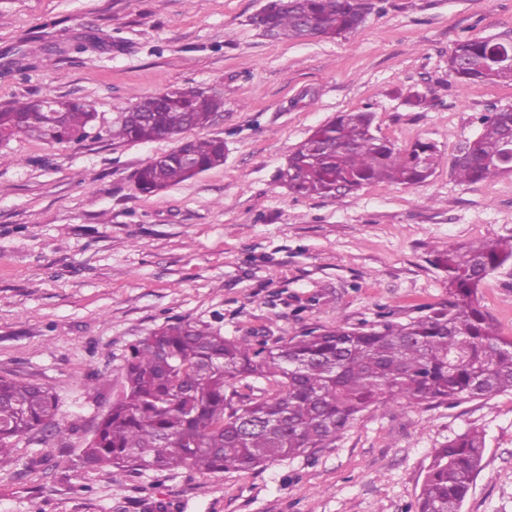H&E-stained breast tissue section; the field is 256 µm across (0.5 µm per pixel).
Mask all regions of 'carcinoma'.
<instances>
[{"mask_svg": "<svg viewBox=\"0 0 512 512\" xmlns=\"http://www.w3.org/2000/svg\"><path fill=\"white\" fill-rule=\"evenodd\" d=\"M272 36L279 41L317 35L334 39L356 30L354 0H268ZM497 40L458 42L449 70L461 82H512V66L494 58ZM224 101L203 90L136 97L112 138L148 142L181 137L160 162L140 168L139 190L154 194L224 164V141L186 133L208 125ZM52 115L39 101L0 109V139L36 137L49 144L78 140L92 113L75 99H54ZM482 133L459 149L451 171L463 183L500 174L492 164L512 136V108L482 116ZM441 156L416 141L404 153L372 130L367 111L344 112L322 125L289 155L288 189L324 197L341 189L392 181H426ZM512 263V237L445 249L433 264L448 281V305L405 323L321 331L270 343L230 338L190 322L167 323L131 345L123 381L109 412L83 450L90 471L103 468L162 472L189 467L202 473L257 470L322 448L371 405L418 406L460 397L512 393V338L499 335L478 298L481 282ZM262 378L268 389L241 400L236 384ZM58 404L49 389L0 378V467L12 462L15 442L52 425ZM485 435L468 430L435 449L416 512H460L481 470Z\"/></svg>", "mask_w": 512, "mask_h": 512, "instance_id": "1", "label": "carcinoma"}]
</instances>
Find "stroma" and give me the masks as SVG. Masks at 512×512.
Masks as SVG:
<instances>
[{"label": "stroma", "mask_w": 512, "mask_h": 512, "mask_svg": "<svg viewBox=\"0 0 512 512\" xmlns=\"http://www.w3.org/2000/svg\"><path fill=\"white\" fill-rule=\"evenodd\" d=\"M266 2L0 0V109L63 97L96 113L78 142L0 143V377L48 388L64 430L17 442L18 464L0 468V512H416L434 449L473 428L483 467L461 512H512L511 393L373 405L326 447L255 471L83 464L130 345L160 326L285 340L404 322L448 301L435 246L512 237V173L467 184L448 165L484 114L512 106L511 83L469 87L448 54L512 33V0H372L356 31L289 42L253 25ZM47 43L64 53L43 60ZM178 87L223 96L199 134L223 140L224 163L146 195L137 171L175 141L111 130L137 96ZM357 110L397 151L423 139L443 163L412 186L290 192L280 172L295 147ZM479 298L511 337L512 265Z\"/></svg>", "instance_id": "35a3bbf8"}]
</instances>
